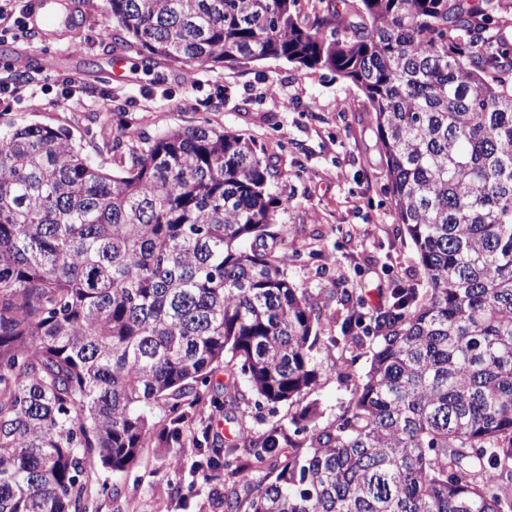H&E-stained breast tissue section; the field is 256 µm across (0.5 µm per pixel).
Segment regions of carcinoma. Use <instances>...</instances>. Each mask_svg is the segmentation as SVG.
Returning a JSON list of instances; mask_svg holds the SVG:
<instances>
[{"label": "carcinoma", "instance_id": "1", "mask_svg": "<svg viewBox=\"0 0 512 512\" xmlns=\"http://www.w3.org/2000/svg\"><path fill=\"white\" fill-rule=\"evenodd\" d=\"M105 2L153 64L281 59L357 87L427 288L355 313L372 359L336 422L221 450L194 427L220 364L226 410L334 368L313 355L333 316L288 276L276 172L208 121L136 144L119 123L99 161L64 129L0 133V512H86L91 461L123 472L156 441L172 464L211 450L243 487L224 512H512V49L456 36L512 0H354V21L327 0L309 27L297 0Z\"/></svg>", "mask_w": 512, "mask_h": 512}]
</instances>
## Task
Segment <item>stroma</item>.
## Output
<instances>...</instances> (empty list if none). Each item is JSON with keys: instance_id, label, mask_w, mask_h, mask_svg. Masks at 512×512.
Instances as JSON below:
<instances>
[{"instance_id": "35a3bbf8", "label": "stroma", "mask_w": 512, "mask_h": 512, "mask_svg": "<svg viewBox=\"0 0 512 512\" xmlns=\"http://www.w3.org/2000/svg\"><path fill=\"white\" fill-rule=\"evenodd\" d=\"M56 13L54 26L29 22L0 34V79L20 87L0 97V126L62 128L90 156L102 133L121 120L146 138L207 120L248 140L277 172L270 190L293 253L289 277L338 316L323 326L326 341L315 352L336 368L321 372L293 403L230 413L209 406L200 417L255 433L277 421L290 424L313 406L319 424L334 422L372 356L366 341L343 351L329 344L347 315L337 289H354L357 310L366 312L378 307V291L390 283L420 289L426 282L386 192V162L363 93L328 70L275 59L246 67L147 69L136 53L110 51L105 0H59ZM69 77L81 79L86 90L82 108L60 95ZM180 456L177 466H169L167 451L152 444L128 471L92 465L88 512H125L131 502L138 512H222L212 496L215 480L198 468L206 450Z\"/></svg>"}]
</instances>
